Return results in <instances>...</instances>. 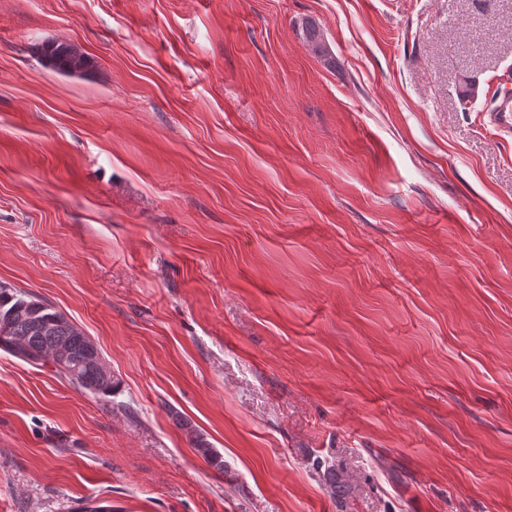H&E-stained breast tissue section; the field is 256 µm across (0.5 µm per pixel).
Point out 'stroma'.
Returning <instances> with one entry per match:
<instances>
[{
  "instance_id": "stroma-1",
  "label": "stroma",
  "mask_w": 512,
  "mask_h": 512,
  "mask_svg": "<svg viewBox=\"0 0 512 512\" xmlns=\"http://www.w3.org/2000/svg\"><path fill=\"white\" fill-rule=\"evenodd\" d=\"M509 67L512 0H0V281L121 382L0 351V512H512ZM38 56L41 62L50 63L55 69L65 73H71L74 69L84 71L90 64L85 53L77 54L72 44L63 41L42 44ZM491 124L500 130H512V94L501 92L487 110Z\"/></svg>"
}]
</instances>
